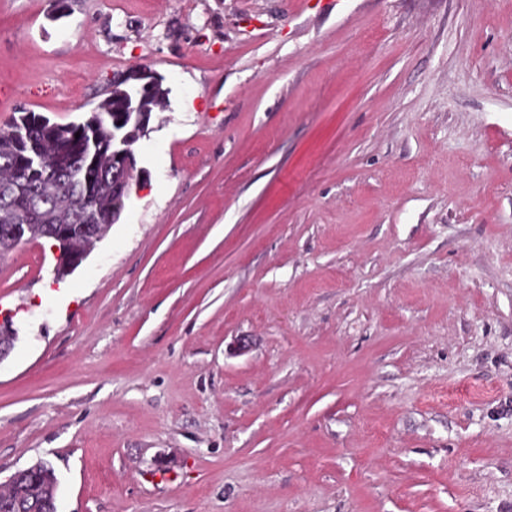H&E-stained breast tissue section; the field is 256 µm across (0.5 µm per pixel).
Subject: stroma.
Segmentation results:
<instances>
[{"instance_id": "obj_1", "label": "stroma", "mask_w": 512, "mask_h": 512, "mask_svg": "<svg viewBox=\"0 0 512 512\" xmlns=\"http://www.w3.org/2000/svg\"><path fill=\"white\" fill-rule=\"evenodd\" d=\"M168 88L118 224L0 254V478L58 512H512V0H0V128ZM159 81L157 74L147 67H140L137 70H132L128 73L118 75L112 84L114 86L122 87L121 92L128 95V91L134 88L153 85ZM28 469L16 472L9 482ZM52 470L50 463L39 461L22 483L0 486V512H56L57 480Z\"/></svg>"}]
</instances>
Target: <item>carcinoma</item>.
Returning a JSON list of instances; mask_svg holds the SVG:
<instances>
[{
	"label": "carcinoma",
	"instance_id": "carcinoma-1",
	"mask_svg": "<svg viewBox=\"0 0 512 512\" xmlns=\"http://www.w3.org/2000/svg\"><path fill=\"white\" fill-rule=\"evenodd\" d=\"M141 97L149 98L150 112L164 106L167 94L160 89L141 88ZM103 103L107 111L98 113L102 132L112 130L130 135L128 146H133L145 132L137 112L130 111L125 99L109 94ZM12 128L24 131L23 140L41 146L45 152L47 172L38 177H26L25 150L0 154V205L8 203L17 210L32 214L35 224L34 239H50L55 230L70 232L73 242L80 241L83 224L112 225L119 217L112 216V209L123 210L129 198L133 173L125 170L124 160L108 152L99 154L92 163L87 162L89 138L84 121L66 124L54 123L34 112H23ZM67 134L63 153L73 163L81 166L75 185L62 183L54 171L59 133ZM80 137H75V134ZM125 178L123 197H112V177ZM53 467L39 461L21 483L0 486V512H56L57 480L52 476Z\"/></svg>",
	"mask_w": 512,
	"mask_h": 512
}]
</instances>
